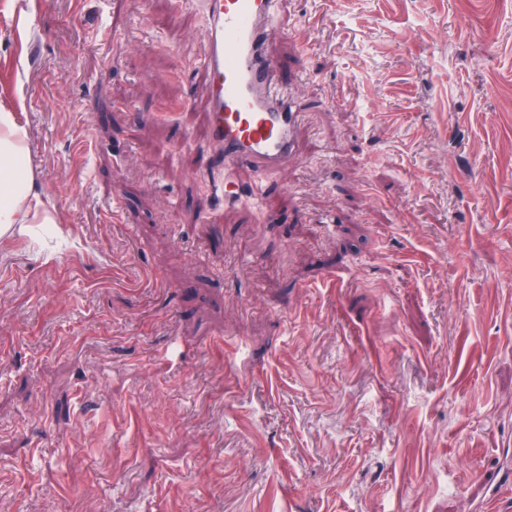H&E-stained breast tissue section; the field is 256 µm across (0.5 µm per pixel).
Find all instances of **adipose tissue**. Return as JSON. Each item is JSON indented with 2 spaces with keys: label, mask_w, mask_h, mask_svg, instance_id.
<instances>
[{
  "label": "adipose tissue",
  "mask_w": 512,
  "mask_h": 512,
  "mask_svg": "<svg viewBox=\"0 0 512 512\" xmlns=\"http://www.w3.org/2000/svg\"><path fill=\"white\" fill-rule=\"evenodd\" d=\"M26 137L14 113L0 109V234L31 221L33 173L27 165Z\"/></svg>",
  "instance_id": "ef3b65f1"
}]
</instances>
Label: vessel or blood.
I'll return each instance as SVG.
<instances>
[{
	"label": "vessel or blood",
	"instance_id": "1",
	"mask_svg": "<svg viewBox=\"0 0 512 512\" xmlns=\"http://www.w3.org/2000/svg\"><path fill=\"white\" fill-rule=\"evenodd\" d=\"M209 32L201 67L208 81L207 140L221 164L279 171L296 159L304 119L298 99L280 93L268 48L276 0H199Z\"/></svg>",
	"mask_w": 512,
	"mask_h": 512
}]
</instances>
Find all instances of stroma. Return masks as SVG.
Listing matches in <instances>:
<instances>
[{"mask_svg":"<svg viewBox=\"0 0 512 512\" xmlns=\"http://www.w3.org/2000/svg\"><path fill=\"white\" fill-rule=\"evenodd\" d=\"M256 195L178 0H0V512H512V0H280ZM26 137L14 113L0 108V234L31 221L33 173L27 165Z\"/></svg>","mask_w":512,"mask_h":512,"instance_id":"35a3bbf8","label":"stroma"}]
</instances>
